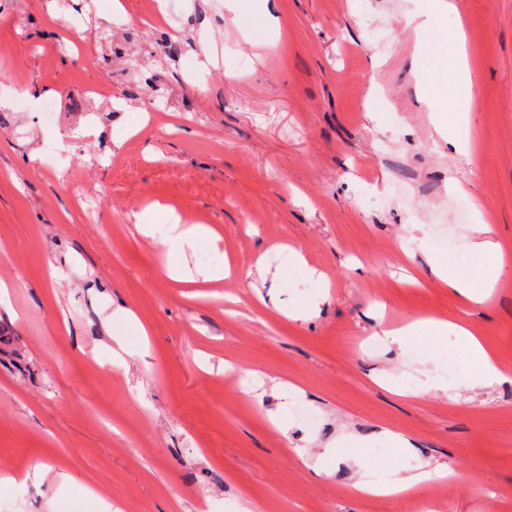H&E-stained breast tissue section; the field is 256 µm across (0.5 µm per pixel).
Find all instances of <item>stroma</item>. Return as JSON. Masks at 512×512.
I'll use <instances>...</instances> for the list:
<instances>
[{
  "instance_id": "stroma-1",
  "label": "stroma",
  "mask_w": 512,
  "mask_h": 512,
  "mask_svg": "<svg viewBox=\"0 0 512 512\" xmlns=\"http://www.w3.org/2000/svg\"><path fill=\"white\" fill-rule=\"evenodd\" d=\"M112 2L0 0V478L45 471L0 489V512H507L512 381L434 391L469 372L455 339L403 353L373 337L463 321L512 374V0H453L442 19L430 0H278L275 28L252 0H176L171 29L138 25L165 0H121L126 23ZM460 28L465 156L414 68ZM154 202L218 241L141 235ZM481 220L505 256L486 307L428 264L468 277ZM226 264L218 284L167 274ZM423 462L461 477L409 499L353 490Z\"/></svg>"
}]
</instances>
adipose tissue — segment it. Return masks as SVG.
<instances>
[{"mask_svg": "<svg viewBox=\"0 0 512 512\" xmlns=\"http://www.w3.org/2000/svg\"><path fill=\"white\" fill-rule=\"evenodd\" d=\"M453 52L457 67L458 90L456 96H449L448 85L445 81L447 71L438 64L427 66L424 88L441 105L440 111L434 115V124L437 130L439 133L447 134L448 142L455 151L465 154L469 151L473 98L464 40H457ZM450 102L454 103L456 109V118L452 121L448 120L445 111L447 103ZM136 224L138 231L147 237L154 236L157 225H164L165 234L162 242L171 249L177 248L191 239L206 237L213 240L217 237L216 231L212 228L182 220L180 217L170 214L166 207L157 203L138 213ZM475 230L478 238L473 242L472 248L480 257L481 262L470 277L465 279L456 277L447 260L438 256L431 257L430 264L433 274L441 282L447 284L468 302L482 305L487 302L495 288L503 258L492 227L487 224H479L476 225ZM451 336L456 338L460 346V353L471 368L470 374L462 381L465 388L472 389L504 380L505 374L494 354L466 325L444 319H419L383 334L384 339L397 344L402 350L406 349L409 344L425 337L439 341ZM450 474L451 471L448 467L442 465L433 467L423 463L417 467L415 472L399 478L391 486L380 488L360 482L357 483L356 489L362 495L404 497L416 486L434 479L445 478Z\"/></svg>", "mask_w": 512, "mask_h": 512, "instance_id": "1", "label": "adipose tissue"}]
</instances>
